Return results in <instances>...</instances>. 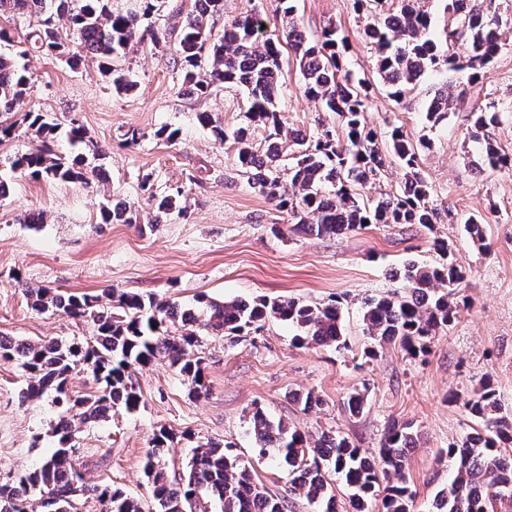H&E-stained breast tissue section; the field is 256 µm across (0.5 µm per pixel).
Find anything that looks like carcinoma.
<instances>
[{"instance_id":"cac0c4a2","label":"carcinoma","mask_w":512,"mask_h":512,"mask_svg":"<svg viewBox=\"0 0 512 512\" xmlns=\"http://www.w3.org/2000/svg\"><path fill=\"white\" fill-rule=\"evenodd\" d=\"M204 2V7L187 15L172 46L157 25L166 0H136V8L125 11L112 9V0H0V19L28 22L31 45L65 58L69 65L81 57L97 63L112 75L118 92L132 90L134 81L112 67L114 57L145 43L180 63L182 84L197 96L210 95L212 88L226 84L243 89L249 103L246 119L268 130L263 148L254 145L246 127L229 132L208 112L199 113L198 121L210 128L215 141L233 139L239 171L300 231L339 236L372 224H419L433 230L438 212L420 172L418 148L399 127L387 132L388 147H380L378 133L365 122L370 86L343 74L345 39L334 25L310 42L293 20V0H282L288 17L286 40L306 93L323 111L336 115V125L311 139L290 130L280 118V35L270 33L258 40L265 21L253 11L225 24L224 34L214 38L210 19L222 10L223 0ZM444 2L443 26L434 31L431 15L417 8L414 0H397L395 5L388 0H355L356 7L367 8L363 36L374 46L378 74L393 100H401L430 71H466L474 81L488 78L504 46L502 27L509 26L494 7L496 0ZM60 19L67 21L74 35L71 48L58 34ZM205 62L209 73L204 78L200 69ZM30 84L26 69L0 51V142L20 129L41 142L40 147L14 156L12 173L84 185L105 179V154L87 138L78 119L68 121L71 151H53L50 143L61 122L46 112L25 108ZM457 99L448 88L437 90L426 105V120L436 125L446 119ZM5 115L14 120H4ZM471 120L472 137L484 142L487 163L493 168L512 165L498 154L488 135V128L498 121L497 113L474 112ZM286 147L292 157L284 169ZM390 158L404 171L400 189L374 200L363 197L358 188L380 175ZM142 190L153 210L148 224H141L139 210L132 205L109 199L100 206L99 223L151 229L173 213L187 216L181 188L158 196L145 175ZM433 248L439 253L438 262L408 263L398 289L366 303L363 321L374 345L393 344L411 356L424 355L432 337L465 309L459 297L463 268L454 249L439 238L433 240ZM28 293L39 313L90 320L93 340L80 345L64 339L34 343L0 338V360L16 363L27 375L21 399L51 395L60 408L54 426L56 447L39 467L0 485V512H78L76 502L84 496L96 498L102 512H212L214 507L219 512H288L285 498L257 481L230 446L212 440L197 442L182 470L169 475L162 452L174 444L177 433L166 427L153 434L152 448L143 461L152 503L147 510L120 488L85 480L73 463L76 434L84 425L107 419L114 408L139 409L141 394L130 374L136 365L164 360L190 381L193 394L206 392L200 350L204 336H248L273 319L295 328L297 345L341 349L345 347L342 301L311 305L274 298L249 303L201 295L195 306L186 308L123 292L112 294V305L106 308L98 297L86 294L53 288H31ZM85 370L97 388L76 395L70 391L69 379ZM464 408L476 427L448 446V486L437 493L428 512H494V502H512V418L501 413L489 378L479 381ZM250 423L259 456L285 464L290 490L325 506L322 512H336L338 481L347 490L350 512H413L414 493L403 475L418 440L412 424H392L378 455L369 456L345 437L323 432L313 439L271 420L258 407Z\"/></svg>"}]
</instances>
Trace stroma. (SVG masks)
Here are the masks:
<instances>
[{
  "instance_id": "35a3bbf8",
  "label": "stroma",
  "mask_w": 512,
  "mask_h": 512,
  "mask_svg": "<svg viewBox=\"0 0 512 512\" xmlns=\"http://www.w3.org/2000/svg\"><path fill=\"white\" fill-rule=\"evenodd\" d=\"M295 6L298 27L309 40L332 23L345 36L347 70L373 85L368 125L381 135L399 126L412 141H423L419 165L439 213L434 230L374 224L333 237L291 230L290 217L238 175L233 141L216 143L197 120L198 113L208 112L227 129L242 125L241 89L227 85L209 97L185 94L172 57L139 45L118 61L135 82L132 91L119 93L111 75L91 62L70 67L29 51L25 29L17 25L8 52L33 78L29 105L63 121L78 118L106 151L110 177L91 188L16 179L12 195L0 203V335L31 342L91 339L90 322L32 309L27 291L40 287L94 296L131 292L184 305L202 294L219 300L294 298L313 305L342 299L349 348L340 353L294 345V328L271 320L260 334L236 343L205 337L207 395H190L187 380L165 363L134 367L139 409L84 426L76 435L74 461L90 483L145 497L142 461L153 433L166 427L181 435L164 451L170 470H181L193 442L220 440L269 489L289 495L285 470L259 457L249 433L254 408L308 435L339 433L370 454L377 453L392 423L409 422L418 442L405 478L415 494V512H424L448 484V446L469 431L463 403L482 377L491 378L503 411L512 414V168L482 169L471 140L472 113L497 112L489 136L512 159V33L487 79L472 83L466 72L444 70L396 102L377 76L376 53L362 36L365 19L352 0H295ZM253 9L269 28L280 27L281 0H224L213 18L214 33ZM447 83L461 94L456 110L429 124L424 104ZM278 107L286 126L309 136L335 121L305 96L303 79L290 62L284 65ZM162 127L179 129L176 145L156 138ZM132 129L140 140L129 148L124 135ZM145 174L157 192L183 188L189 218L172 216L146 232L99 223L103 198L146 207L140 189ZM35 209L46 217L36 228L24 222ZM470 216L483 222L486 248L466 232ZM436 237L453 245L465 270L461 295L467 309L438 331L426 356L414 358L389 346L366 358L364 302L396 289L392 275L405 262L437 261ZM16 271L21 281L13 280ZM24 383L22 369L0 361L2 483L38 467L55 444L57 408L47 398L21 402ZM357 390L366 392L367 403L353 415L343 403ZM307 391L321 398L318 408L303 410L290 398ZM289 497L290 512H318L305 497Z\"/></svg>"
}]
</instances>
